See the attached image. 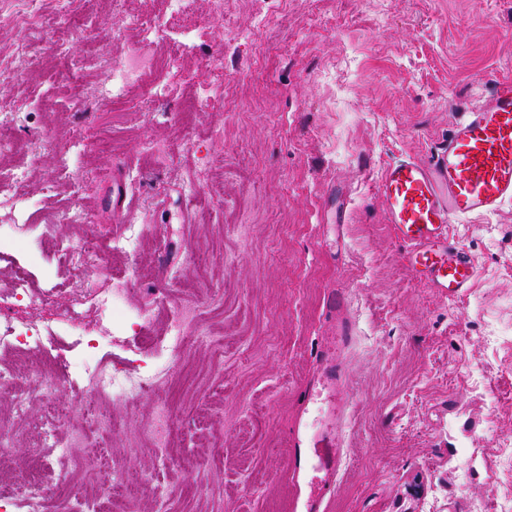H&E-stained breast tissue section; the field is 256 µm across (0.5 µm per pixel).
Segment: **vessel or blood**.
Here are the masks:
<instances>
[{
    "label": "vessel or blood",
    "mask_w": 512,
    "mask_h": 512,
    "mask_svg": "<svg viewBox=\"0 0 512 512\" xmlns=\"http://www.w3.org/2000/svg\"><path fill=\"white\" fill-rule=\"evenodd\" d=\"M377 191L413 271L441 294H463L478 265L472 253L451 241L449 229L512 201V80H493L481 102L452 123L447 141L430 160L388 163ZM320 382L329 395H341L340 365L322 364ZM345 464L341 424L296 435L289 472L295 512H323Z\"/></svg>",
    "instance_id": "b4317fda"
}]
</instances>
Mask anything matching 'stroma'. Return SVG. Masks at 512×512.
Segmentation results:
<instances>
[{
  "instance_id": "1",
  "label": "stroma",
  "mask_w": 512,
  "mask_h": 512,
  "mask_svg": "<svg viewBox=\"0 0 512 512\" xmlns=\"http://www.w3.org/2000/svg\"><path fill=\"white\" fill-rule=\"evenodd\" d=\"M225 18L252 38L228 52L221 30L204 31L154 74L166 95L149 113L100 101L113 61L160 49L122 29L113 0H46L36 33L0 30V50L28 44L22 76L0 81V113H28L13 165L32 173L27 215L0 198V224L30 245L0 251V271L28 267L34 293L54 308L81 303L98 356L154 377L132 405H113L119 429L97 436L112 467L162 485L140 512H210L209 499L185 494L191 477L220 492L223 512H293L296 417L343 319L353 329L348 466L325 512H499L512 494V202L452 226L478 275L451 299L407 264L376 181L395 159L428 160L490 75L512 78V0H227ZM86 20L94 31L82 37L74 24ZM208 58L224 64L225 104L191 134L206 144L224 130L222 224L210 198L189 207L182 196L186 178L211 179L209 168L192 157L164 166L142 150L169 135L164 111L213 79ZM76 207L89 222L61 223ZM48 224L57 240L92 241L111 274H132L134 309L158 289L176 297L173 276L195 280L190 255L214 243L210 278L226 290L201 316L224 329L225 348L181 359L196 382L178 404L174 456L157 458L143 435L168 390L169 352L143 350L131 328L113 327L102 308L111 274L85 276L81 256L44 246ZM129 224L147 225L146 246L113 260L112 241ZM336 288L347 293L340 313L328 304ZM87 359L61 322L27 364ZM186 454L198 460L191 477L179 465ZM105 479L78 456L64 474L45 471L51 512L68 507L59 481L84 491Z\"/></svg>"
}]
</instances>
